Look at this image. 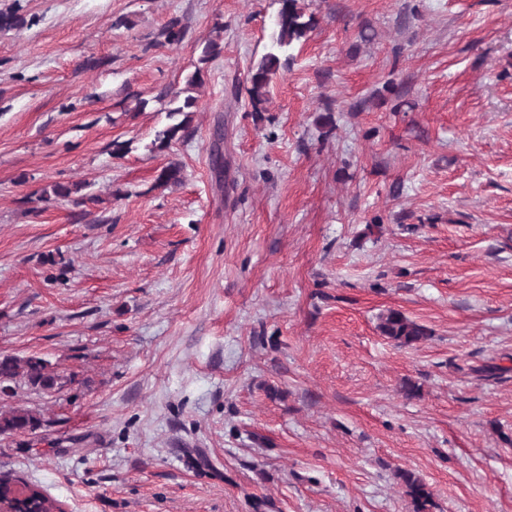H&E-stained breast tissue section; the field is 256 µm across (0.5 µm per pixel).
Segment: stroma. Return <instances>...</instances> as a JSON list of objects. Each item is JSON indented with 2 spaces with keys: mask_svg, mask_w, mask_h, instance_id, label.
I'll return each instance as SVG.
<instances>
[{
  "mask_svg": "<svg viewBox=\"0 0 512 512\" xmlns=\"http://www.w3.org/2000/svg\"><path fill=\"white\" fill-rule=\"evenodd\" d=\"M299 5L257 112L279 0H0V355L62 378L0 467L65 512H512V0ZM282 7L271 24L272 34L268 52L249 72L247 88L254 111L261 112L268 101L270 88L280 67L281 57L312 29L313 18L297 6L298 0H280ZM195 107V97L187 95L184 97L180 105L168 110L167 119L173 120L177 116H182V119L176 123L169 124L165 129L159 131L152 142V149L163 150L168 148L173 141L177 142L184 139L189 132L192 114L195 112ZM378 329L387 339L401 346H410L422 342L428 337V331L422 325L410 320L401 311L391 309L379 318ZM406 488V494L411 499L414 512H429L433 506V494L428 485L412 472L402 471L398 474Z\"/></svg>",
  "mask_w": 512,
  "mask_h": 512,
  "instance_id": "35a3bbf8",
  "label": "stroma"
}]
</instances>
